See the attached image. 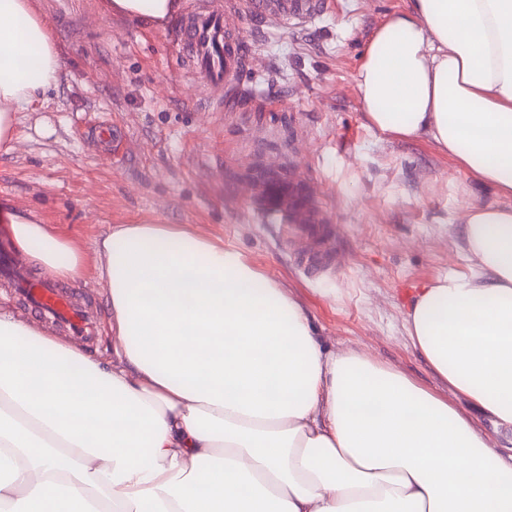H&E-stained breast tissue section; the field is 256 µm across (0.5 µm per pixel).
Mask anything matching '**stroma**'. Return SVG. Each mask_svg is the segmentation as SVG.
I'll return each instance as SVG.
<instances>
[{
    "mask_svg": "<svg viewBox=\"0 0 512 512\" xmlns=\"http://www.w3.org/2000/svg\"><path fill=\"white\" fill-rule=\"evenodd\" d=\"M305 28L256 32L232 117L177 57L175 22L147 28L105 16L101 0H32L54 24L58 86L17 115L0 150V206L35 217L93 253L118 224H177L242 254L300 302L329 350L355 349L429 390L442 387L403 316L414 288L469 267L452 227L467 205H502L496 188L427 142L368 121L357 70L375 28L408 0H325ZM298 169L336 227V267L310 276L279 224L242 204L252 168ZM61 288L100 322L90 356L111 358L107 288L88 266Z\"/></svg>",
    "mask_w": 512,
    "mask_h": 512,
    "instance_id": "obj_1",
    "label": "stroma"
}]
</instances>
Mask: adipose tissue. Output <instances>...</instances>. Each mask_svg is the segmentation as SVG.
Wrapping results in <instances>:
<instances>
[{
  "mask_svg": "<svg viewBox=\"0 0 512 512\" xmlns=\"http://www.w3.org/2000/svg\"><path fill=\"white\" fill-rule=\"evenodd\" d=\"M180 0H104L162 27ZM56 37L31 0H0V146L56 87ZM372 126L424 140L512 198V0H409L356 77ZM29 263L107 283L111 359L0 308V512H512V454L460 396L512 428V205H471L468 274L404 315L439 394L361 353L323 350L301 304L192 231L118 225L94 258L12 213ZM459 408L464 410L468 416L475 422L478 429L484 433L495 448L503 453H511L512 448V432L506 433L495 423V420L484 413L479 407L472 405L465 399L457 401Z\"/></svg>",
  "mask_w": 512,
  "mask_h": 512,
  "instance_id": "obj_1",
  "label": "adipose tissue"
}]
</instances>
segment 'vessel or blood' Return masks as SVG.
I'll return each instance as SVG.
<instances>
[{"label": "vessel or blood", "mask_w": 512, "mask_h": 512, "mask_svg": "<svg viewBox=\"0 0 512 512\" xmlns=\"http://www.w3.org/2000/svg\"><path fill=\"white\" fill-rule=\"evenodd\" d=\"M321 11V0H227L224 10L204 9L187 15L174 41L186 63L202 74L210 88L225 91L238 83L249 63L243 50L241 14L276 28L309 24ZM245 191L248 213L256 222L287 225L292 238L308 246L309 262L324 265L319 247L331 239L332 229L311 189L296 178L285 180L265 170L248 179ZM0 276L26 286L31 313L51 317L76 334L89 336L91 328L82 310L68 295L31 279L18 257L0 255Z\"/></svg>", "instance_id": "1"}]
</instances>
